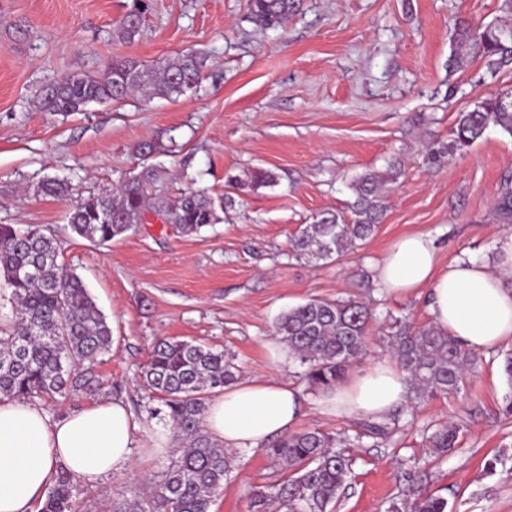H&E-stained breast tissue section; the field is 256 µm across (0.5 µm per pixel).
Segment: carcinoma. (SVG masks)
I'll return each mask as SVG.
<instances>
[{"instance_id":"carcinoma-1","label":"carcinoma","mask_w":512,"mask_h":512,"mask_svg":"<svg viewBox=\"0 0 512 512\" xmlns=\"http://www.w3.org/2000/svg\"><path fill=\"white\" fill-rule=\"evenodd\" d=\"M303 0H250L251 16L264 28H285ZM499 15L474 26L457 19L451 41L454 62L473 54L495 76L512 65V0H499ZM140 34L137 12L120 21L116 36L132 42ZM207 65L202 53H179L158 67L128 57H112L99 75H70L53 84L40 101L46 112H84L92 103L121 101L134 94L145 98L171 97L195 87ZM512 136V87L478 101L458 113L448 145L450 156L472 146L489 126ZM396 166L381 174L366 171L352 183L355 199L351 221L324 212L293 239V250L312 260H333L357 240L372 237L383 222L382 189L395 182ZM161 171L143 169L112 194L76 202L66 230L102 245L135 230L145 212L159 211L184 235L218 224L224 199L188 189L169 200L156 193ZM39 191L55 198L70 192L67 182L46 178ZM499 217L512 223V184L505 183L497 203ZM60 240L40 227L0 224V278L11 288L12 317L0 322V394L12 398L54 400L68 389L89 388L91 379L73 372L81 363H93L112 348V328L84 281L58 263ZM373 320L371 309L355 298L312 299L282 313L273 335L305 367L303 378L314 390L339 386L348 368L360 358ZM386 345L414 398L457 393L478 356L457 339L428 325L415 328L405 318H394ZM237 366L224 351L183 340H160L143 368L149 390L162 407L150 410L162 416L177 444L167 468L149 493L133 500L112 499V512H211L233 469V456L213 441L203 425L205 395L221 393L236 381ZM389 424L362 423L354 435L335 436L320 430L282 437L267 453L280 463L286 476L255 492L250 512H269L277 504L285 512H335L346 488L353 460L350 448L365 438L387 434ZM459 428L438 424L426 436V446L442 454L454 447ZM41 512H83L82 490L71 476L60 472L48 487ZM385 512H448L442 496L417 492L412 498L390 502Z\"/></svg>"}]
</instances>
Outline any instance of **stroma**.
<instances>
[{
  "label": "stroma",
  "instance_id": "1",
  "mask_svg": "<svg viewBox=\"0 0 512 512\" xmlns=\"http://www.w3.org/2000/svg\"><path fill=\"white\" fill-rule=\"evenodd\" d=\"M499 0H304L287 30L252 19L248 0H144L141 31L117 40L133 0H0V224L58 232L59 262L82 277L112 327L109 354L89 368L97 389L50 403L60 417L120 399L140 417L151 401L140 371L162 338L199 341L233 355L239 380L277 378L295 385L304 413L295 432L354 430L360 420L321 415L317 392L293 356L276 361L272 323L313 298H357L376 315L356 364L389 357L388 315L431 323L426 294L397 296L376 264L398 236L428 232L441 265L491 262L496 239L512 233L496 210L512 177V136L489 127L463 153L435 161L458 112L512 86V68L489 75L481 59L449 70L451 16L489 22ZM207 55L201 82L172 98L133 96L87 111H43L44 91L72 74L96 75L112 56L153 65L181 52ZM160 153L143 159L139 143ZM155 165L161 193L187 188L231 197L222 222L189 236L147 213L126 237L99 246L66 232L73 201L111 193ZM398 165L376 234L331 263L293 253L290 240L317 214L347 215L350 183L367 170ZM257 168L274 184L246 187ZM45 177L68 180L70 199L38 193ZM512 340L483 351L460 394L403 405L406 421L386 440L354 449L356 461L339 512H385L411 493L409 473L450 512H512V394L503 372ZM459 427L455 448L438 455L423 432ZM148 433L132 448L130 469L85 487L84 512H107L113 497L146 494L169 463L149 458ZM212 512H248L252 494L282 472L265 449H237ZM502 466L487 474L485 464Z\"/></svg>",
  "mask_w": 512,
  "mask_h": 512
}]
</instances>
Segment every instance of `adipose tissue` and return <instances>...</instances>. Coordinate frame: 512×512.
Segmentation results:
<instances>
[{
    "mask_svg": "<svg viewBox=\"0 0 512 512\" xmlns=\"http://www.w3.org/2000/svg\"><path fill=\"white\" fill-rule=\"evenodd\" d=\"M378 275L393 292L426 290L433 325L472 350L512 339L511 233L498 237L493 263L456 262L443 270L429 234L403 235L384 254ZM406 397L405 372L385 361L323 392L318 410L380 417ZM302 413L294 385L247 379L207 403L204 425L224 447L253 449L288 432ZM146 427L119 399L53 418L39 404L0 395V512H39L60 472L93 485L123 470Z\"/></svg>",
    "mask_w": 512,
    "mask_h": 512,
    "instance_id": "adipose-tissue-1",
    "label": "adipose tissue"
}]
</instances>
